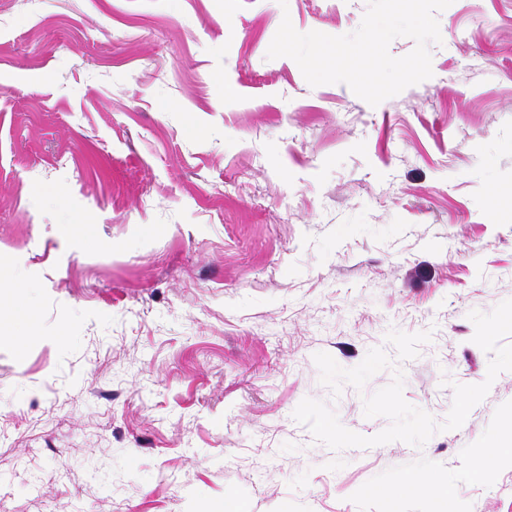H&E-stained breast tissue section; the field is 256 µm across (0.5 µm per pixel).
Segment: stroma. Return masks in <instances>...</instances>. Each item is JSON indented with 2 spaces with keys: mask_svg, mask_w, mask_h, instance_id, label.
I'll return each mask as SVG.
<instances>
[{
  "mask_svg": "<svg viewBox=\"0 0 512 512\" xmlns=\"http://www.w3.org/2000/svg\"><path fill=\"white\" fill-rule=\"evenodd\" d=\"M367 8L0 0V267L35 309L0 316V512H512V457L470 474L512 371L421 448L293 418L387 428L391 370L336 397L314 362L380 347L443 422L487 375L470 312L512 299V0H453L432 77L375 107L266 57Z\"/></svg>",
  "mask_w": 512,
  "mask_h": 512,
  "instance_id": "35a3bbf8",
  "label": "stroma"
}]
</instances>
